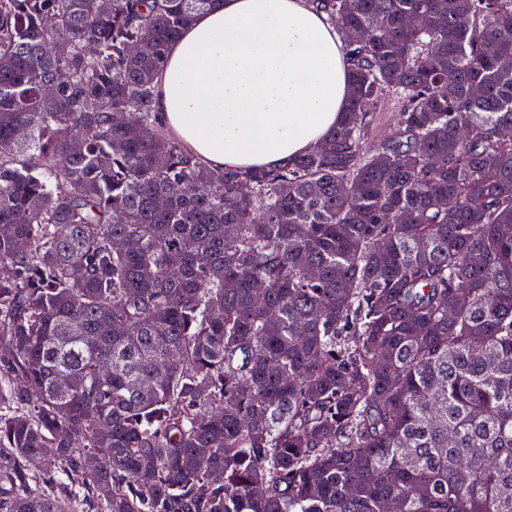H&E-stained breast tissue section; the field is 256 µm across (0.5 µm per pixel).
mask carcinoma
<instances>
[{
	"label": "carcinoma",
	"mask_w": 512,
	"mask_h": 512,
	"mask_svg": "<svg viewBox=\"0 0 512 512\" xmlns=\"http://www.w3.org/2000/svg\"><path fill=\"white\" fill-rule=\"evenodd\" d=\"M215 2L0 0V512H512V0H312L276 170L155 112ZM397 112V104L389 100L382 106L381 112H378L374 124L373 132L370 137L371 143H379L391 138L395 133L394 116Z\"/></svg>",
	"instance_id": "cac0c4a2"
}]
</instances>
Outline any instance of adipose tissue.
Returning <instances> with one entry per match:
<instances>
[{
  "label": "adipose tissue",
  "instance_id": "obj_1",
  "mask_svg": "<svg viewBox=\"0 0 512 512\" xmlns=\"http://www.w3.org/2000/svg\"><path fill=\"white\" fill-rule=\"evenodd\" d=\"M341 43L309 0H220L168 51L155 109L209 164H293L340 122L348 96Z\"/></svg>",
  "mask_w": 512,
  "mask_h": 512
}]
</instances>
